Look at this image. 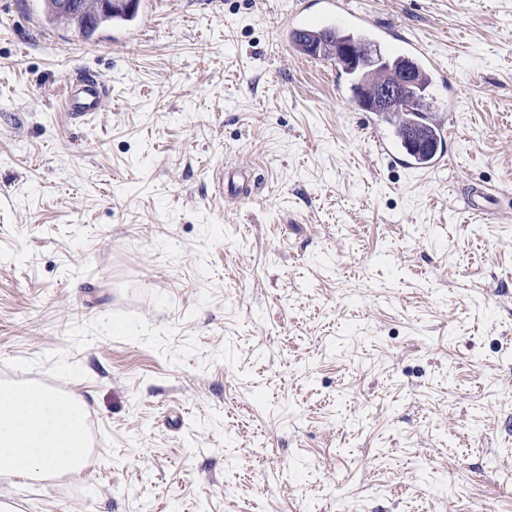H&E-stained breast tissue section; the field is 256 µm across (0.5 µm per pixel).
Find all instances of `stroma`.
Listing matches in <instances>:
<instances>
[{"label":"stroma","mask_w":512,"mask_h":512,"mask_svg":"<svg viewBox=\"0 0 512 512\" xmlns=\"http://www.w3.org/2000/svg\"><path fill=\"white\" fill-rule=\"evenodd\" d=\"M359 2L442 65L435 112L458 93L440 170L379 157L294 49L317 0H149L89 40L0 0V380L91 415L81 473L0 501L512 512V0ZM76 69L110 89L88 121ZM63 96L67 112L77 119H84L90 113L100 111L108 89L96 75L81 71L65 80Z\"/></svg>","instance_id":"35a3bbf8"}]
</instances>
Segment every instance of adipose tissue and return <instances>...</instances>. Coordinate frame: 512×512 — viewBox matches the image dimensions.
Instances as JSON below:
<instances>
[{
	"mask_svg": "<svg viewBox=\"0 0 512 512\" xmlns=\"http://www.w3.org/2000/svg\"><path fill=\"white\" fill-rule=\"evenodd\" d=\"M87 405L38 383L0 382V474L30 480L86 465Z\"/></svg>",
	"mask_w": 512,
	"mask_h": 512,
	"instance_id": "1",
	"label": "adipose tissue"
}]
</instances>
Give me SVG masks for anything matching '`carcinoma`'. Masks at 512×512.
Wrapping results in <instances>:
<instances>
[{"label":"carcinoma","instance_id":"obj_1","mask_svg":"<svg viewBox=\"0 0 512 512\" xmlns=\"http://www.w3.org/2000/svg\"><path fill=\"white\" fill-rule=\"evenodd\" d=\"M80 15L65 16L51 13L48 18L60 25L70 27L84 38L92 37L97 29L84 26V20L98 12L97 0H79ZM293 41L296 49L310 57L321 58L332 62L350 78V90L353 99L365 111H374L369 104L374 90L380 85L395 83L400 77L399 68L405 58L379 52L374 64L367 71L355 67L340 52L339 47L345 42L356 45H372L365 36L336 29H308L294 33ZM418 87L416 91L400 100L395 109L389 111L386 120L396 134L405 138L406 144L419 145V151L428 153L433 148V141L422 131L410 125L412 115L417 112H428L432 109V98L429 94L431 82L428 75L417 69Z\"/></svg>","mask_w":512,"mask_h":512}]
</instances>
